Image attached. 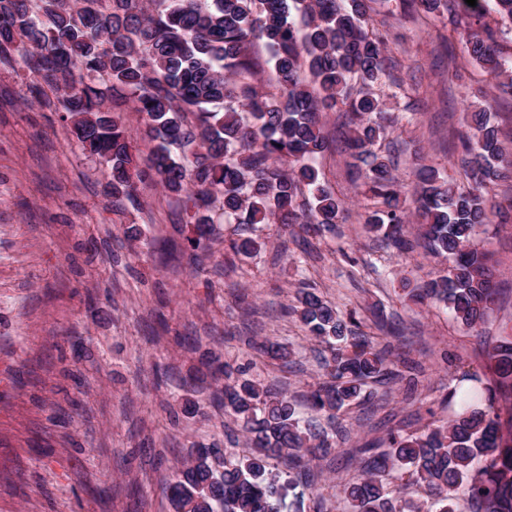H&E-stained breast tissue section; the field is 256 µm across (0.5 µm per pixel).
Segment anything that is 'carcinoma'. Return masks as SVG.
Returning <instances> with one entry per match:
<instances>
[{
  "label": "carcinoma",
  "mask_w": 512,
  "mask_h": 512,
  "mask_svg": "<svg viewBox=\"0 0 512 512\" xmlns=\"http://www.w3.org/2000/svg\"><path fill=\"white\" fill-rule=\"evenodd\" d=\"M373 0H0V57L18 56L62 97L66 119L81 148L105 159L112 197L136 200L142 181L123 118L106 106L110 84L122 103L145 120L155 142L150 169L163 190L183 197L190 213L191 247L213 241V217L226 224H283L306 233L332 229L344 204L328 186L317 158L328 148L320 113H347V144L365 169L374 204L368 232L398 252L406 199L390 156L376 145L390 126L385 101L372 91L387 67V39L370 23ZM427 13L445 6L451 18L481 20L493 11L512 21V0H411ZM469 56L496 80L501 99L512 98V58L504 59L494 33L461 34ZM262 41L274 60L277 93H262L252 53ZM488 109L472 114L474 132L460 134L461 165L472 182L460 191L427 166L418 171L415 210L424 226L421 246L442 258V273L409 295L443 304L462 326L477 330L495 301L488 250L475 242L482 224L506 223L487 208L483 189L512 173V150L498 137ZM293 307L310 336L325 345V376L310 395L317 411L339 412L363 397L364 387L394 375L387 353L356 332L353 317L303 289ZM273 360L287 346L262 341ZM494 385L457 394L454 418L419 435L393 431L359 449L360 474L342 493L352 512H512V334L488 351ZM221 394L245 437L247 454L220 474L212 448L196 455L167 487L173 512H290L303 497L293 478L272 461L287 456L309 474L339 447L323 430L302 423L288 396L234 377L224 363ZM429 491V506L398 495L399 472Z\"/></svg>",
  "instance_id": "1"
}]
</instances>
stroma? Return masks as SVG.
Listing matches in <instances>:
<instances>
[{"mask_svg": "<svg viewBox=\"0 0 512 512\" xmlns=\"http://www.w3.org/2000/svg\"><path fill=\"white\" fill-rule=\"evenodd\" d=\"M371 22L396 77L374 91L391 112L385 139L405 191L424 164L465 184L458 135L482 106L512 148V101L497 98L447 14L374 0ZM43 84L20 61L0 60V512H172L165 488L191 445L224 449L219 471L241 454L240 428L216 400L212 371L224 362L283 389L302 418L346 430L345 452L321 461L319 491L305 493L300 512H350L341 489L359 471L356 448L443 424L454 413L450 387L490 382L485 349L512 328V223L476 237L498 269L482 333L441 305L409 301L403 282L423 284L442 262L365 232L364 180L351 167L345 115L330 112L318 166L345 204L339 223L313 236L257 225L260 247L245 258L225 250L238 228L221 222L224 244L209 256L190 248L183 203L155 178L139 183L140 206L112 198L107 165L73 138L58 99L37 101ZM302 287L353 314L395 369L412 367L416 392L375 382L370 402L312 414L322 371L291 311ZM268 338L290 346L288 363L261 356L256 344Z\"/></svg>", "mask_w": 512, "mask_h": 512, "instance_id": "35a3bbf8", "label": "stroma"}]
</instances>
